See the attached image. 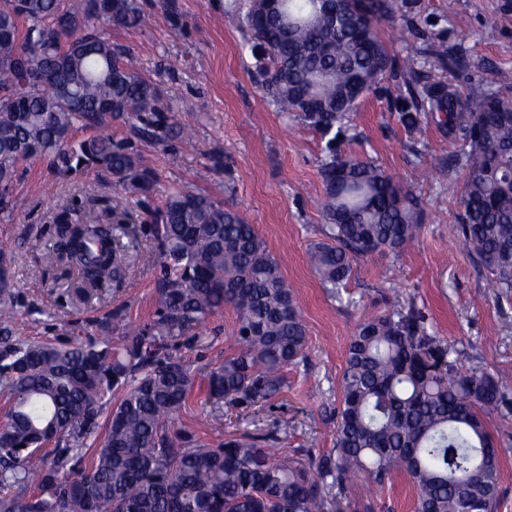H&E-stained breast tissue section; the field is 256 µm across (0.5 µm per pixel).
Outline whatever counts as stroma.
<instances>
[{
	"instance_id": "obj_1",
	"label": "stroma",
	"mask_w": 512,
	"mask_h": 512,
	"mask_svg": "<svg viewBox=\"0 0 512 512\" xmlns=\"http://www.w3.org/2000/svg\"><path fill=\"white\" fill-rule=\"evenodd\" d=\"M235 3L144 0L146 27L106 28L112 42L129 48L134 71L163 91L165 110L150 136L135 134L133 117L107 128L156 171L158 192L132 207L103 169L66 173L40 158L20 164L0 210V257L9 262L14 296L0 304V320L22 340H64L99 334L100 323L118 309L130 322L146 319L157 298L155 268L133 261L121 287L79 300L72 279L54 275L46 264L54 215L98 200L113 213H130L139 228V255L155 252L153 227L167 192L189 187L224 201L256 226L292 287L308 347L304 365L289 371V389L263 423H253L231 400H195L180 411V427L212 444L228 431L262 430L278 433L283 452L329 451L350 337L359 321L386 311L395 296L424 313L430 333L454 344L459 366L484 367L512 388V292L498 291L450 232L460 213L456 157L466 146L432 120H422L414 132L399 121L409 85L430 78L512 95V0H394L395 18L382 21L379 32L395 68L350 114L335 150L394 175L417 201L421 231L399 254L358 259L353 278L336 295L323 288L310 261L311 245L323 238L320 166L327 140L276 110ZM175 21L182 28L176 39L170 35ZM172 115L192 131L191 141L168 134ZM212 324L201 347L182 352L192 367L230 352L234 309L225 307ZM349 497L364 506L389 505L390 512L413 510L412 489L402 476L381 490L355 479Z\"/></svg>"
}]
</instances>
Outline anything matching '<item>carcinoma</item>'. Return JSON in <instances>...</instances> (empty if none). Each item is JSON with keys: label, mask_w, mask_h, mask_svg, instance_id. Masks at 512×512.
<instances>
[{"label": "carcinoma", "mask_w": 512, "mask_h": 512, "mask_svg": "<svg viewBox=\"0 0 512 512\" xmlns=\"http://www.w3.org/2000/svg\"><path fill=\"white\" fill-rule=\"evenodd\" d=\"M387 0H345L343 16L315 0H244L242 26L265 46L259 69L271 101L324 135L342 128L390 69L377 24ZM135 30L148 23L144 0H0V189L20 162L47 157L65 171L101 167L140 200L157 191L155 172L102 135L71 146L74 131L99 130L162 111L159 86L126 62V50L94 23ZM413 130L425 115L448 138L468 143L454 236L496 287L512 291V97L449 88L438 79L409 89ZM323 235L310 249L332 291L358 259L398 254L417 237L413 196L374 163L329 155L321 168ZM155 309L79 343L12 339L0 322V512H366L347 495L358 476L384 486L397 473L415 492L414 512H496L501 449L489 422H512V390L487 369H462L457 350L427 332L425 315L394 299L359 322L339 382L335 448L277 456L262 437L228 434L210 446L175 425L195 390L230 398L261 421L288 388V368L305 361L307 331L278 261L253 225L209 194L184 188L159 213ZM46 257L77 271L75 294L88 299L129 262L122 238L137 234L112 215L63 211ZM230 305L233 352L199 373L178 351L201 341L206 321ZM112 411L102 419L104 399Z\"/></svg>", "instance_id": "1"}]
</instances>
